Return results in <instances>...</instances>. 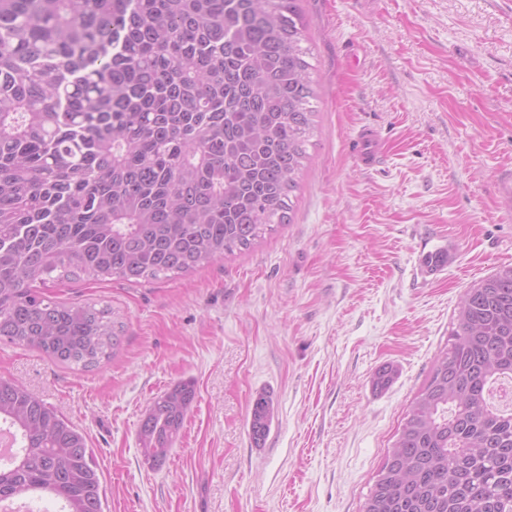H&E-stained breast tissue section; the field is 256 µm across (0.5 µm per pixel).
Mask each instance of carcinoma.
<instances>
[{
    "label": "carcinoma",
    "instance_id": "obj_1",
    "mask_svg": "<svg viewBox=\"0 0 512 512\" xmlns=\"http://www.w3.org/2000/svg\"><path fill=\"white\" fill-rule=\"evenodd\" d=\"M304 41L299 0H0V340L95 366L119 341L110 309L34 284L188 273L290 222L317 117ZM506 378L512 265L464 292L362 512H512V408L492 401ZM194 399L190 382L154 399L146 462ZM273 413L259 394L255 443ZM0 434V512H102L85 435L18 381L0 379Z\"/></svg>",
    "mask_w": 512,
    "mask_h": 512
}]
</instances>
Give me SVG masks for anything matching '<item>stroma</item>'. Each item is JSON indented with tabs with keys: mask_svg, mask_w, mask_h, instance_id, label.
Listing matches in <instances>:
<instances>
[{
	"mask_svg": "<svg viewBox=\"0 0 512 512\" xmlns=\"http://www.w3.org/2000/svg\"><path fill=\"white\" fill-rule=\"evenodd\" d=\"M317 128L291 223L151 282L65 280L46 299L112 309L90 370L0 341L17 380L86 436L103 512H360L461 295L512 264V0H300ZM373 130L383 157L358 164ZM448 262L431 268L428 255ZM392 365L391 386L371 378ZM196 396L166 461L137 449L151 402ZM274 405L262 445L252 403Z\"/></svg>",
	"mask_w": 512,
	"mask_h": 512,
	"instance_id": "stroma-1",
	"label": "stroma"
}]
</instances>
